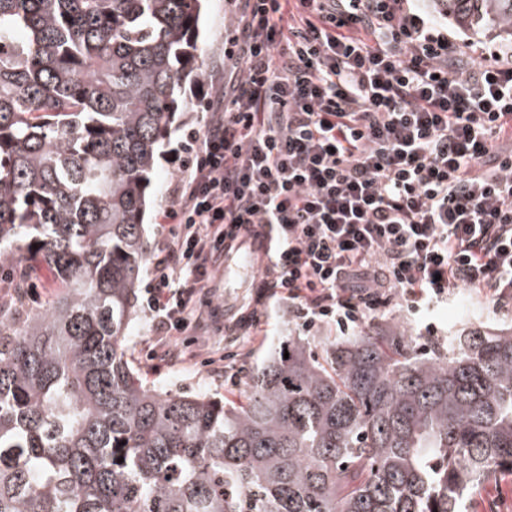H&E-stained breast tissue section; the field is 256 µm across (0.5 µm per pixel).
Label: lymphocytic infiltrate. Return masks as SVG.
I'll return each instance as SVG.
<instances>
[{
    "instance_id": "1",
    "label": "lymphocytic infiltrate",
    "mask_w": 512,
    "mask_h": 512,
    "mask_svg": "<svg viewBox=\"0 0 512 512\" xmlns=\"http://www.w3.org/2000/svg\"><path fill=\"white\" fill-rule=\"evenodd\" d=\"M224 84L184 161L140 295L154 335L200 324L226 237L305 335L471 290L512 307V47L491 53L414 0H224Z\"/></svg>"
}]
</instances>
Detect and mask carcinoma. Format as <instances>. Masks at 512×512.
Returning a JSON list of instances; mask_svg holds the SVG:
<instances>
[{
  "label": "carcinoma",
  "mask_w": 512,
  "mask_h": 512,
  "mask_svg": "<svg viewBox=\"0 0 512 512\" xmlns=\"http://www.w3.org/2000/svg\"><path fill=\"white\" fill-rule=\"evenodd\" d=\"M204 2L0 0V257L64 288L0 321V512H468L512 474V327L422 343L382 325L322 357L291 337L239 403L162 392L127 360ZM431 6L512 39V0Z\"/></svg>",
  "instance_id": "1"
}]
</instances>
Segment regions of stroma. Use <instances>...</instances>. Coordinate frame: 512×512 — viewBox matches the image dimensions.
<instances>
[{
    "instance_id": "35a3bbf8",
    "label": "stroma",
    "mask_w": 512,
    "mask_h": 512,
    "mask_svg": "<svg viewBox=\"0 0 512 512\" xmlns=\"http://www.w3.org/2000/svg\"><path fill=\"white\" fill-rule=\"evenodd\" d=\"M203 49L206 69L203 79L184 87L180 95L181 111L177 113L169 140L156 160L149 189L150 206L144 216L145 234L149 243L158 239L157 216L168 204L170 184L178 171L180 158L175 151L184 129L202 128L203 107L198 98L211 85L224 79V0H209L203 23ZM15 276L0 282V318L20 320L23 314L43 311L53 305L61 293L59 280L49 271L34 264L14 263ZM39 285L40 297L35 301H19L17 294L24 278ZM214 312L203 328L196 330L191 353L178 357L160 369L149 370L144 355L156 339L144 315H137L130 325L124 344L126 357L141 380L172 394L194 391L211 393L233 401L242 400L258 364L270 351L287 344L290 330L287 311H271L262 288L254 277L235 275L225 277L223 262L214 265ZM239 303L240 319L225 323L224 302ZM260 316L263 335H256L248 321ZM439 339H447L456 329L471 322L492 326L512 325V311H493L485 299L471 292H461L457 301L441 308L435 315Z\"/></svg>"
}]
</instances>
